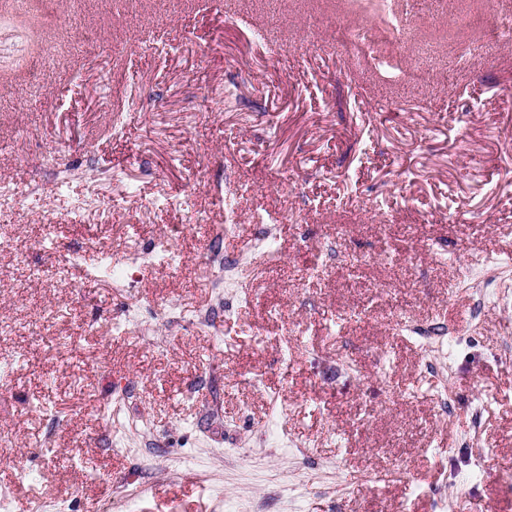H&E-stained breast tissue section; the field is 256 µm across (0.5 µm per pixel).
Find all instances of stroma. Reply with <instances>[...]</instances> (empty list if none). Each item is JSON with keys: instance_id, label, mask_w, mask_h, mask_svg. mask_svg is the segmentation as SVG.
I'll return each instance as SVG.
<instances>
[{"instance_id": "obj_1", "label": "stroma", "mask_w": 512, "mask_h": 512, "mask_svg": "<svg viewBox=\"0 0 512 512\" xmlns=\"http://www.w3.org/2000/svg\"><path fill=\"white\" fill-rule=\"evenodd\" d=\"M447 10L473 28L409 0H0V186L29 199L0 219V512H512V302L474 313L466 280L512 257V42L462 55L487 0ZM338 19L412 39L351 55ZM173 225L125 282L97 265ZM216 238L252 289L229 311ZM327 239L368 262L324 266ZM411 318L463 338L435 353L448 420Z\"/></svg>"}]
</instances>
